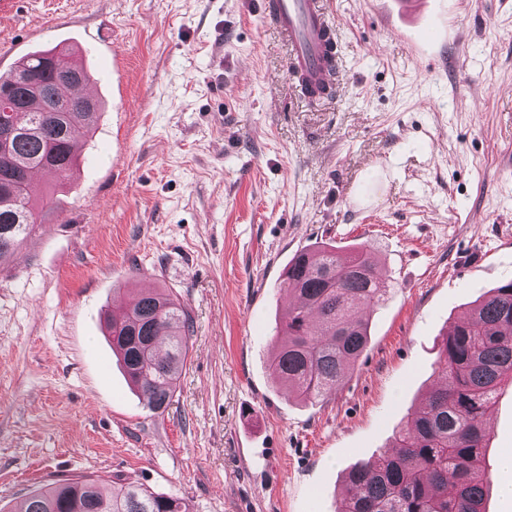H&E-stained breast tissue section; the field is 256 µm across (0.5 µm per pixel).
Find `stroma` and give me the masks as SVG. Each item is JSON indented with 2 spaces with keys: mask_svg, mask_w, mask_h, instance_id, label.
I'll return each instance as SVG.
<instances>
[{
  "mask_svg": "<svg viewBox=\"0 0 512 512\" xmlns=\"http://www.w3.org/2000/svg\"><path fill=\"white\" fill-rule=\"evenodd\" d=\"M342 62L306 97L261 0H0V71L76 46L104 108L55 210L0 272V512L50 480L105 476L189 512H334L348 469L387 449L439 344L512 279V0H325ZM364 246L388 276L370 343L327 399L269 361L284 270ZM193 319L153 412L105 314L141 288ZM486 512L512 448V386L488 424Z\"/></svg>",
  "mask_w": 512,
  "mask_h": 512,
  "instance_id": "1",
  "label": "stroma"
}]
</instances>
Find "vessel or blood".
<instances>
[{
	"label": "vessel or blood",
	"mask_w": 512,
	"mask_h": 512,
	"mask_svg": "<svg viewBox=\"0 0 512 512\" xmlns=\"http://www.w3.org/2000/svg\"><path fill=\"white\" fill-rule=\"evenodd\" d=\"M263 7L288 39L289 69L302 91L319 95L330 90L339 50L324 0H263Z\"/></svg>",
	"instance_id": "obj_1"
}]
</instances>
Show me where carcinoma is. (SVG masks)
Returning a JSON list of instances; mask_svg holds the SVG:
<instances>
[{"label":"carcinoma","mask_w":512,"mask_h":512,"mask_svg":"<svg viewBox=\"0 0 512 512\" xmlns=\"http://www.w3.org/2000/svg\"><path fill=\"white\" fill-rule=\"evenodd\" d=\"M93 75L73 49L32 52L0 72V108L16 131L0 145V269L10 265L32 229L49 214L35 198L31 176L50 170L62 187L79 165L72 131L92 130L101 104L60 97L57 66ZM285 291L300 298L288 308L269 368L289 394L325 399L368 344L369 319L387 293L379 261L364 247L342 254L332 244L305 248L288 263ZM107 327L129 381L153 411L165 408L185 365L194 331L175 298L142 290L112 309ZM444 381L432 387L390 449L347 473L336 512H484V421L503 382L512 383V280L479 299L440 343ZM17 512H188L183 499L130 487L108 496L103 479L88 475L35 491Z\"/></svg>","instance_id":"carcinoma-1"}]
</instances>
